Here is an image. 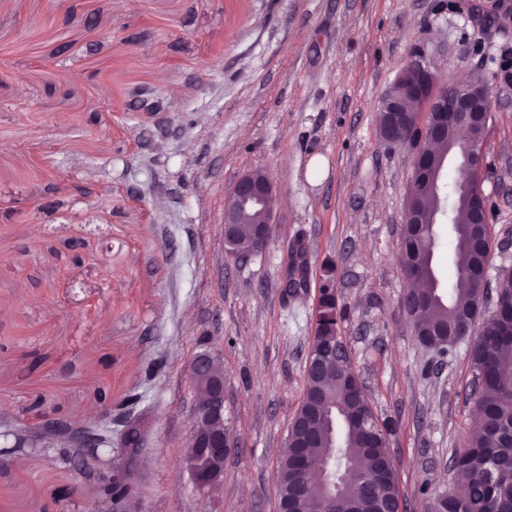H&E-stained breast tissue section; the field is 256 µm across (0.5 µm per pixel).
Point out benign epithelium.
Masks as SVG:
<instances>
[{"label":"benign epithelium","instance_id":"7a95c632","mask_svg":"<svg viewBox=\"0 0 512 512\" xmlns=\"http://www.w3.org/2000/svg\"><path fill=\"white\" fill-rule=\"evenodd\" d=\"M415 72L416 76L408 85L404 96L400 98L386 96L382 111L404 113L414 117V128L419 135V142L410 146L414 160L436 141H444L448 151L442 157L447 163L457 161V140L452 132L465 129L471 138L468 139L470 151L461 163L466 178L465 183L481 182L484 177L486 162L483 140L472 138L476 129H486L489 117L488 96L484 83L475 78L464 81L450 82L440 86L433 80V73L422 60L416 59L403 71V74ZM417 112L429 115L425 125H420ZM276 188L272 180L261 173L250 170L243 173L236 181L232 191L224 202L223 236L225 247L242 257L257 254L250 246H239L233 239L232 226L240 223V216L246 211H254L261 216L258 230L259 240H270V226L274 223L276 209L272 205ZM488 199L478 189L470 196L469 216H487ZM308 275L306 245L297 238L289 247L286 267L281 288L283 298L294 296L306 289V286H295L302 276ZM190 374L194 382L196 398L192 409L193 431L184 457L185 469L196 489L203 491L218 485L224 477V463L235 448L228 429L224 428V374L219 364L209 353L202 352L195 356L190 365ZM47 428L55 435L46 436L14 430L0 431V440L5 448H68L71 441H76L85 449L81 456H68L66 460L80 471L89 474L99 489L94 510L100 512L107 500L109 485L120 484L126 488H134L131 472L115 471L111 459L101 460L102 467L92 466V458L99 456V449L105 453L112 452V421L111 411H106L102 418L94 423V431L74 432L66 421L57 419L47 424ZM122 448L134 450L141 445L142 436L137 419H130L121 434ZM208 460V467L200 470L196 466L197 458ZM322 501L325 512H330L336 502L335 462L328 458L321 470Z\"/></svg>","mask_w":512,"mask_h":512}]
</instances>
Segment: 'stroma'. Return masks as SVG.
<instances>
[{
  "instance_id": "obj_1",
  "label": "stroma",
  "mask_w": 512,
  "mask_h": 512,
  "mask_svg": "<svg viewBox=\"0 0 512 512\" xmlns=\"http://www.w3.org/2000/svg\"><path fill=\"white\" fill-rule=\"evenodd\" d=\"M0 0V428L138 418L135 512H277L276 467L305 393L323 264L375 415L392 422L402 512L453 491L475 414L469 345L421 346L402 309L408 148L377 115L415 54L480 76L490 273L512 268V0ZM264 170L272 237L226 250L224 199ZM307 293L286 301L295 238ZM209 351L236 447L200 491L183 459ZM55 448L0 465V512H89ZM301 276H308V265L306 259V245L304 241L297 238L293 241L289 247L287 255L286 267L282 278L281 288L284 300H288L289 297L297 294L298 291L307 289V281L302 286L294 285V281L299 283Z\"/></svg>"
}]
</instances>
